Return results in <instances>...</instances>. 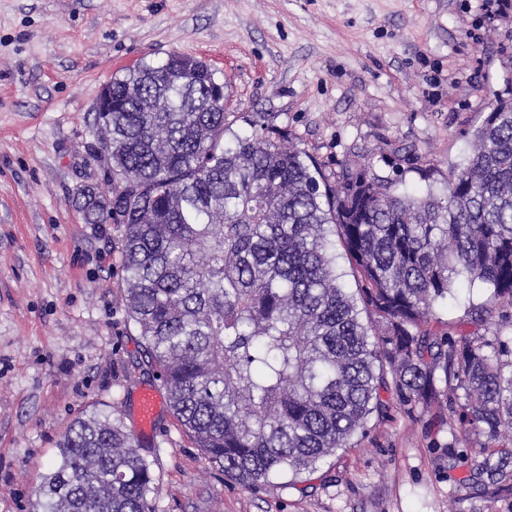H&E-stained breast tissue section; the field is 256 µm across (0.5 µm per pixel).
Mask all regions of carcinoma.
I'll return each mask as SVG.
<instances>
[{"label": "carcinoma", "mask_w": 512, "mask_h": 512, "mask_svg": "<svg viewBox=\"0 0 512 512\" xmlns=\"http://www.w3.org/2000/svg\"><path fill=\"white\" fill-rule=\"evenodd\" d=\"M140 86L162 104L126 98ZM94 122L112 195L88 188L89 224H121L126 313L142 369L203 457L251 490L313 474L388 397L432 412L456 403L486 435L489 493H512V349L431 326L456 279L491 290L481 320L512 306V90L472 135L446 192H406L368 164L329 176L288 129L226 122L224 84L170 53L107 82ZM333 227L356 271H337ZM154 461L123 414L76 419L35 490V512H155Z\"/></svg>", "instance_id": "carcinoma-1"}]
</instances>
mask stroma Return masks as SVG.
<instances>
[{
	"label": "stroma",
	"instance_id": "stroma-1",
	"mask_svg": "<svg viewBox=\"0 0 512 512\" xmlns=\"http://www.w3.org/2000/svg\"><path fill=\"white\" fill-rule=\"evenodd\" d=\"M512 15L484 0H0V512L34 491L73 420L119 406L138 429L140 338L127 319L123 231L86 223L80 190L112 192L93 107L128 67L178 52L228 90L227 120L288 128L326 172L369 163L410 193H443L501 82ZM485 289L459 283L437 331L498 336L474 320ZM430 427L393 405L305 481L254 491L208 463L169 408L151 438L156 512H512L448 467L457 412Z\"/></svg>",
	"mask_w": 512,
	"mask_h": 512
}]
</instances>
